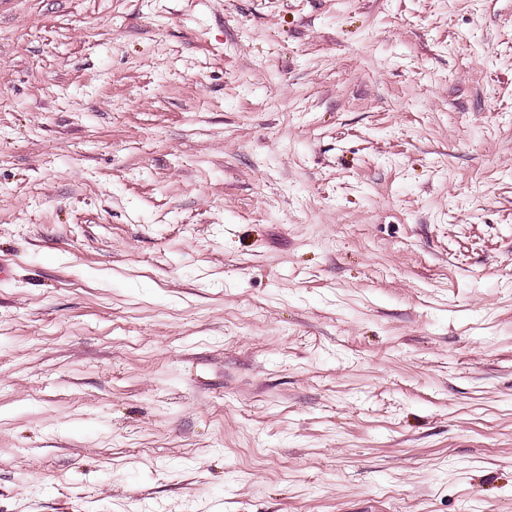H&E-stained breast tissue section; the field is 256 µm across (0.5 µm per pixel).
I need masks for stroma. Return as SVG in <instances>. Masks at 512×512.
<instances>
[{
	"label": "stroma",
	"mask_w": 512,
	"mask_h": 512,
	"mask_svg": "<svg viewBox=\"0 0 512 512\" xmlns=\"http://www.w3.org/2000/svg\"><path fill=\"white\" fill-rule=\"evenodd\" d=\"M0 512H512V0H0Z\"/></svg>",
	"instance_id": "1"
}]
</instances>
